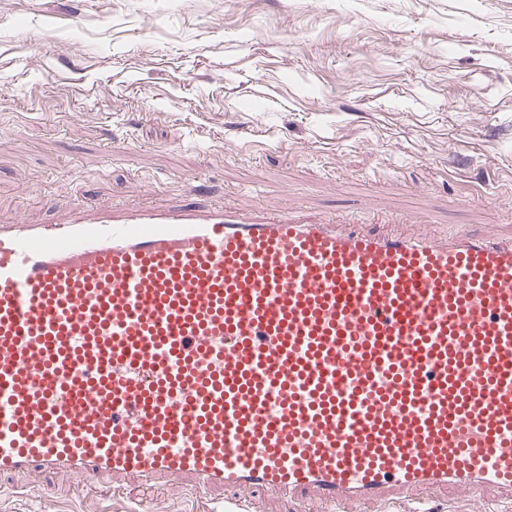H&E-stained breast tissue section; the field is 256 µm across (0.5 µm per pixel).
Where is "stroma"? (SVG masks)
Here are the masks:
<instances>
[{
  "label": "stroma",
  "mask_w": 512,
  "mask_h": 512,
  "mask_svg": "<svg viewBox=\"0 0 512 512\" xmlns=\"http://www.w3.org/2000/svg\"><path fill=\"white\" fill-rule=\"evenodd\" d=\"M512 231V0H0V221L75 202ZM0 488V512H290L272 494ZM512 512L426 490L352 512Z\"/></svg>",
  "instance_id": "stroma-1"
}]
</instances>
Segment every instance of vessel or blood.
<instances>
[{
    "mask_svg": "<svg viewBox=\"0 0 512 512\" xmlns=\"http://www.w3.org/2000/svg\"><path fill=\"white\" fill-rule=\"evenodd\" d=\"M512 492V236L221 207L0 224V477Z\"/></svg>",
    "mask_w": 512,
    "mask_h": 512,
    "instance_id": "vessel-or-blood-1",
    "label": "vessel or blood"
}]
</instances>
